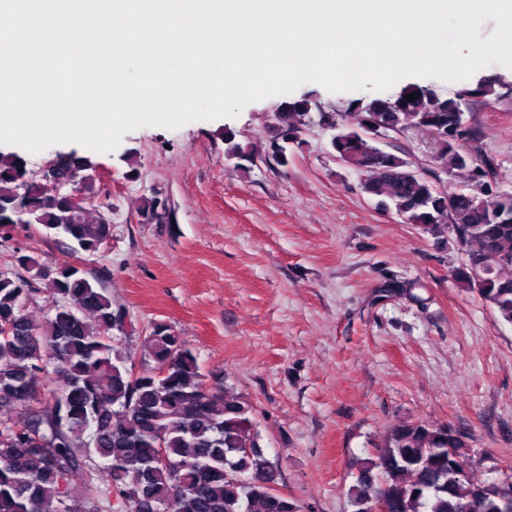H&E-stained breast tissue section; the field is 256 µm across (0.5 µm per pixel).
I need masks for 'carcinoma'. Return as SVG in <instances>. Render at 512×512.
Instances as JSON below:
<instances>
[{"instance_id":"cac0c4a2","label":"carcinoma","mask_w":512,"mask_h":512,"mask_svg":"<svg viewBox=\"0 0 512 512\" xmlns=\"http://www.w3.org/2000/svg\"><path fill=\"white\" fill-rule=\"evenodd\" d=\"M416 92L414 101L405 96ZM455 99L429 86L369 102L380 130L430 133L432 163L468 173V190L442 193L425 175L408 176L410 162L377 146L352 114L321 112L330 147L363 174L362 190L405 223L455 235L466 259L455 280L477 293L499 319L512 323V192L493 189L496 164L476 167L472 127H460ZM311 100L285 101L264 157L279 166L303 143ZM224 154L247 173L259 157L224 130ZM27 161L0 152V228L39 224L68 240V249L93 255L111 236L110 221L75 212L63 193H47L41 178L23 181ZM51 178L75 181L95 195L97 170L87 156L59 153ZM25 274L0 273V512H71L70 480L86 476L83 497L94 512H299L296 500L273 492L274 472L260 446L252 405L208 387L196 354L171 325L155 321L143 339L151 366L132 378L134 364L116 345L126 312L82 269H50L31 256ZM46 282L52 301L35 322L28 307L32 282ZM462 433L425 422L402 423L360 463L348 489L355 512L380 496L396 512H505V485L477 483L468 472L452 478L448 449L466 448Z\"/></svg>"}]
</instances>
